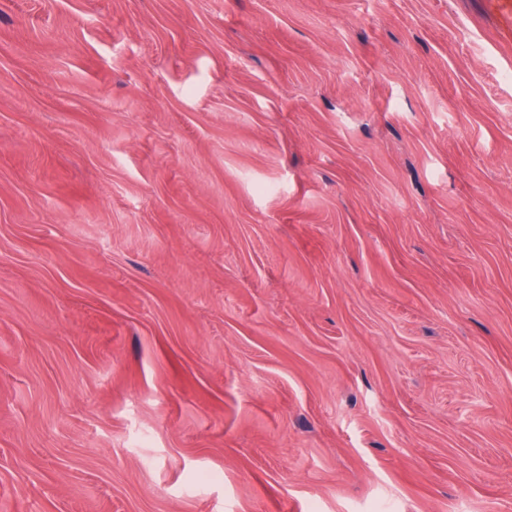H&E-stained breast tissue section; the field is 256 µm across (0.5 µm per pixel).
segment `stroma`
I'll list each match as a JSON object with an SVG mask.
<instances>
[{
	"label": "stroma",
	"mask_w": 512,
	"mask_h": 512,
	"mask_svg": "<svg viewBox=\"0 0 512 512\" xmlns=\"http://www.w3.org/2000/svg\"><path fill=\"white\" fill-rule=\"evenodd\" d=\"M499 29L0 0V512H512Z\"/></svg>",
	"instance_id": "35a3bbf8"
}]
</instances>
